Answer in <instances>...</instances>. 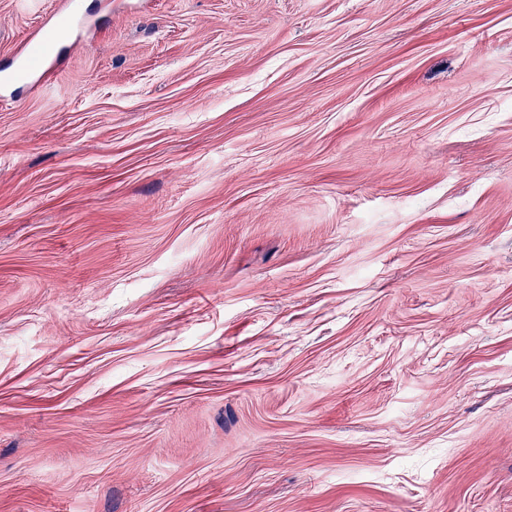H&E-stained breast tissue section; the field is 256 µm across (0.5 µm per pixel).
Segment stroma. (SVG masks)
<instances>
[{"label": "stroma", "mask_w": 512, "mask_h": 512, "mask_svg": "<svg viewBox=\"0 0 512 512\" xmlns=\"http://www.w3.org/2000/svg\"><path fill=\"white\" fill-rule=\"evenodd\" d=\"M0 0V512H512V0ZM41 44L42 38H36L33 36L27 44L21 48L15 58V70L18 73L17 76L3 79L1 80V83L15 85L18 82L26 81L32 84L33 78L35 76H39V78L45 77L44 85L48 84L52 79L50 72V51L44 50L29 54L35 47Z\"/></svg>", "instance_id": "obj_1"}]
</instances>
